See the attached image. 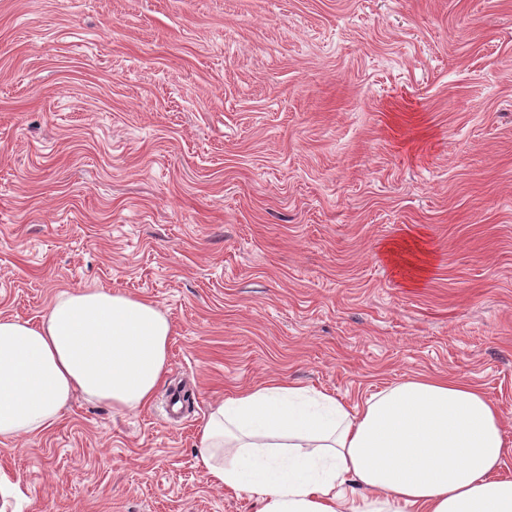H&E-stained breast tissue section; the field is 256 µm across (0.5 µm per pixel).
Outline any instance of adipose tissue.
Wrapping results in <instances>:
<instances>
[{
	"instance_id": "ef3b65f1",
	"label": "adipose tissue",
	"mask_w": 512,
	"mask_h": 512,
	"mask_svg": "<svg viewBox=\"0 0 512 512\" xmlns=\"http://www.w3.org/2000/svg\"><path fill=\"white\" fill-rule=\"evenodd\" d=\"M171 324L153 302L84 288L39 323L0 318V438L41 433L74 393L119 410L163 383ZM499 407L476 386L419 376L360 403L272 378L202 426L207 480L259 512H512Z\"/></svg>"
}]
</instances>
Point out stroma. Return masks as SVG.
Wrapping results in <instances>:
<instances>
[{"label":"stroma","mask_w":512,"mask_h":512,"mask_svg":"<svg viewBox=\"0 0 512 512\" xmlns=\"http://www.w3.org/2000/svg\"><path fill=\"white\" fill-rule=\"evenodd\" d=\"M78 288L160 307L165 382L0 439L12 512H258L196 446L274 375L475 384L512 477V0H0V317Z\"/></svg>","instance_id":"obj_1"}]
</instances>
